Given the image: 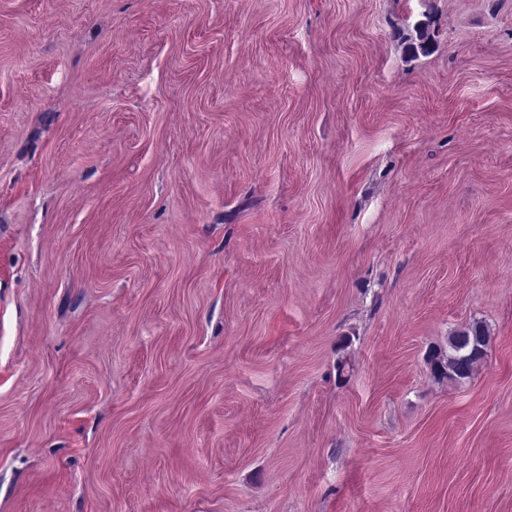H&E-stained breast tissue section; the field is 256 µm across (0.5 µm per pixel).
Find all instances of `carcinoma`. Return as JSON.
Segmentation results:
<instances>
[{
    "instance_id": "cac0c4a2",
    "label": "carcinoma",
    "mask_w": 512,
    "mask_h": 512,
    "mask_svg": "<svg viewBox=\"0 0 512 512\" xmlns=\"http://www.w3.org/2000/svg\"><path fill=\"white\" fill-rule=\"evenodd\" d=\"M397 37L405 44V53L413 57L419 53H430L435 43V34L427 23L417 25L413 36L405 37L399 33ZM490 342L491 336L486 326L474 322L448 336L447 348L430 349L426 364L436 380L461 383L471 378L479 358L487 354Z\"/></svg>"
}]
</instances>
